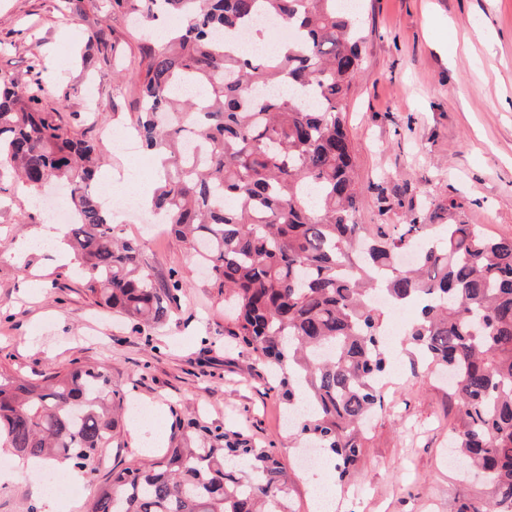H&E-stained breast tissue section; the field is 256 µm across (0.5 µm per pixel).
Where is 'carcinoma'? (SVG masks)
Wrapping results in <instances>:
<instances>
[{
    "mask_svg": "<svg viewBox=\"0 0 512 512\" xmlns=\"http://www.w3.org/2000/svg\"><path fill=\"white\" fill-rule=\"evenodd\" d=\"M149 30L180 21L159 48L142 45L116 75L140 94L137 136L160 158L151 210L199 253L231 317L224 335L261 354L276 389L312 412L299 436L329 455L340 482L363 454L383 405L384 311L417 304L409 344L455 379L453 447L482 471L457 512H512V237L476 224H360L358 176L344 104L361 67L359 24L340 0H112ZM279 22L285 51H240L256 20ZM45 59L19 83L0 77V162L34 191L63 184L65 238L87 291L136 328L178 308L182 282L158 286L140 245L119 236L101 200L102 145L79 136L41 97ZM194 138L201 154L186 153ZM126 394L105 364L42 383L0 373V447L68 463L89 482L114 438ZM277 448L199 421L148 466L114 470L90 512H294Z\"/></svg>",
    "mask_w": 512,
    "mask_h": 512,
    "instance_id": "cac0c4a2",
    "label": "carcinoma"
}]
</instances>
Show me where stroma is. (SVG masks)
<instances>
[{
  "label": "stroma",
  "instance_id": "1",
  "mask_svg": "<svg viewBox=\"0 0 512 512\" xmlns=\"http://www.w3.org/2000/svg\"><path fill=\"white\" fill-rule=\"evenodd\" d=\"M0 0V76L27 80L33 56L46 57L42 96L61 120L96 141L132 126L134 92L115 80L111 61L87 52L100 36L138 49L132 20L112 0ZM362 67L345 105L362 190L361 224L464 222L512 236V0H359ZM94 91L101 111L88 112ZM29 189L0 178V373H49L72 361L108 363L112 385L139 416H125L121 437L103 455L112 468L151 463L176 443L180 423L204 420L274 446L290 465L296 512H315L314 489L296 463L301 442L286 425L288 406L251 349L225 336L224 298L185 244L168 232L149 236L125 222L123 196L112 199L122 237L138 241L157 282L178 275L180 305L163 324L139 333L121 315L100 309L73 267L46 252L6 261L16 238L47 218L30 206ZM455 202L440 210L438 202ZM392 360L408 372L385 390L365 433V457L349 485L336 489L334 512H456L476 487L448 463L456 408L448 380L416 361L401 337ZM165 424L148 449L135 447V419ZM0 483V512H23L40 499L38 468L20 465Z\"/></svg>",
  "mask_w": 512,
  "mask_h": 512
}]
</instances>
